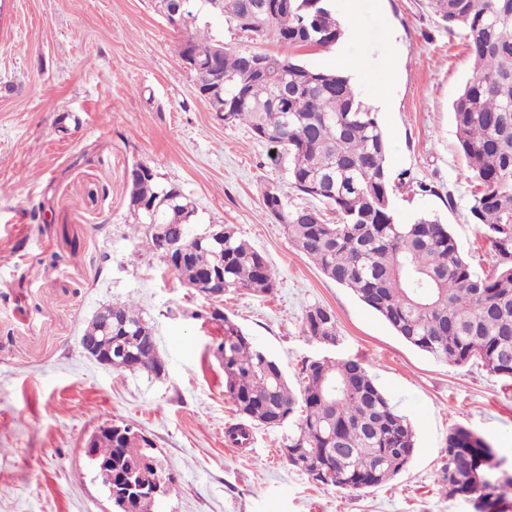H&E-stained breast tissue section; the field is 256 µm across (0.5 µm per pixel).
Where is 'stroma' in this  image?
<instances>
[{
  "mask_svg": "<svg viewBox=\"0 0 512 512\" xmlns=\"http://www.w3.org/2000/svg\"><path fill=\"white\" fill-rule=\"evenodd\" d=\"M330 5L342 38L299 61L334 70L359 53L365 75L352 84L387 136L398 222L437 215L470 263L492 271L451 112L473 70L465 31L431 0H382L360 14L349 0ZM353 26L363 42L351 43ZM185 35L157 0H0V512H110L82 451L108 420L141 430L166 461L175 487L156 512H470L442 490L448 431L465 425L512 467V386L409 345L297 251L265 213L263 191L277 184L299 206L304 197L271 164L270 145L214 120L179 57ZM385 72L381 103L374 81ZM138 163L181 186L198 229L235 225L265 254L274 294L228 293L220 308L282 363L290 385L308 360L365 363L416 430L405 472L345 491L288 465L289 427H253L245 448L226 442L237 415L214 353L224 325L193 319L206 300L134 232ZM128 301L155 331L162 376L112 369L81 348L95 313ZM314 305L334 312L336 344L303 333Z\"/></svg>",
  "mask_w": 512,
  "mask_h": 512,
  "instance_id": "35a3bbf8",
  "label": "stroma"
}]
</instances>
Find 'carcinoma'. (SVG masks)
<instances>
[{
  "instance_id": "1",
  "label": "carcinoma",
  "mask_w": 512,
  "mask_h": 512,
  "mask_svg": "<svg viewBox=\"0 0 512 512\" xmlns=\"http://www.w3.org/2000/svg\"><path fill=\"white\" fill-rule=\"evenodd\" d=\"M199 10L255 44L276 43L283 52L238 51L210 34L190 32L196 14L185 11L187 39L179 56L195 50L212 57L224 83L203 96L215 120L245 123L253 136L288 162L289 184L317 204L293 207L276 185L263 191L265 212L284 228L300 254L322 274L350 289L410 345L433 358L465 366L478 361L512 384V0H433L434 11L466 31L474 67L452 103L460 150L479 182L470 207L498 258L489 274L470 264L448 225L420 214L396 223L388 142L377 118L340 71L310 68L296 53L328 47L342 29L328 0H199ZM153 204V216L138 204ZM129 209L138 223L163 224L181 236L187 253L174 264L190 288H205L206 271L224 280V292L266 295L277 288L266 257L224 225V248L196 251L193 201L176 183L156 174L131 182ZM196 319L224 322L216 353L224 389L241 422L226 434L239 447L250 443L248 425L294 423L283 441L288 464L312 481L343 490L383 486L409 467L415 431L390 403L366 365L357 359L303 363V385L293 389L280 362L219 309ZM303 332L319 341L337 335L336 316L323 306L306 310ZM112 342L129 353L116 370L165 372L152 326L133 302L112 305ZM96 463L112 461L115 512H154L156 495L139 486L163 473L153 443L132 431L105 435ZM442 483L448 498L469 502L471 512H512V473L482 436L464 425L448 432Z\"/></svg>"
}]
</instances>
